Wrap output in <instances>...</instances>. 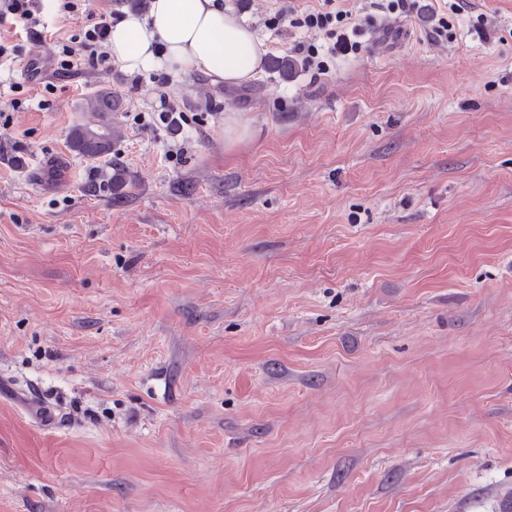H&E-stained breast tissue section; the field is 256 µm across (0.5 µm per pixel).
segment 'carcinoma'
I'll use <instances>...</instances> for the list:
<instances>
[{
  "instance_id": "carcinoma-1",
  "label": "carcinoma",
  "mask_w": 512,
  "mask_h": 512,
  "mask_svg": "<svg viewBox=\"0 0 512 512\" xmlns=\"http://www.w3.org/2000/svg\"><path fill=\"white\" fill-rule=\"evenodd\" d=\"M121 107L120 99L108 90H100L82 102L90 121L75 125L69 136L72 151L82 156L112 154V143L119 136L114 113Z\"/></svg>"
}]
</instances>
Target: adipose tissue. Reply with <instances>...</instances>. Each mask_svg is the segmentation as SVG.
Wrapping results in <instances>:
<instances>
[{"label": "adipose tissue", "mask_w": 512, "mask_h": 512, "mask_svg": "<svg viewBox=\"0 0 512 512\" xmlns=\"http://www.w3.org/2000/svg\"><path fill=\"white\" fill-rule=\"evenodd\" d=\"M107 50L131 74L152 68L202 72L230 87L253 78L265 53L251 26L224 0H152L147 15L129 12L113 26Z\"/></svg>", "instance_id": "obj_1"}]
</instances>
